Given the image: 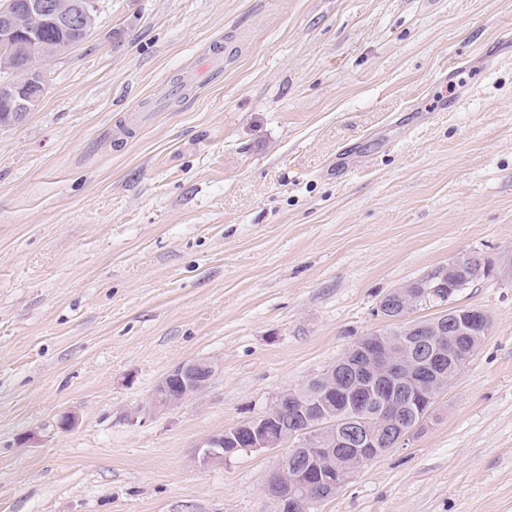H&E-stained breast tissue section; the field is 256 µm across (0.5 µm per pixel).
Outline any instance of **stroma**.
I'll list each match as a JSON object with an SVG mask.
<instances>
[{
	"label": "stroma",
	"mask_w": 512,
	"mask_h": 512,
	"mask_svg": "<svg viewBox=\"0 0 512 512\" xmlns=\"http://www.w3.org/2000/svg\"><path fill=\"white\" fill-rule=\"evenodd\" d=\"M94 6L0 127V512H269L277 454L200 443L380 329L389 290L512 260V0ZM456 302L490 326L436 418L314 512H512V276ZM200 358L208 387L152 410ZM218 365L208 359H194L179 364L155 386L151 405L167 411L181 406L187 399L203 391L215 377Z\"/></svg>",
	"instance_id": "35a3bbf8"
}]
</instances>
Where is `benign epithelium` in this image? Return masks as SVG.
Masks as SVG:
<instances>
[{
	"label": "benign epithelium",
	"instance_id": "benign-epithelium-1",
	"mask_svg": "<svg viewBox=\"0 0 512 512\" xmlns=\"http://www.w3.org/2000/svg\"><path fill=\"white\" fill-rule=\"evenodd\" d=\"M50 20L65 34L60 41L41 40L36 26ZM95 23L91 0H6L0 6V127L21 124L38 106L46 89L44 61L68 51L70 33L87 38ZM480 255L463 254L448 260L430 275L402 284L382 297L379 308L386 322L399 330L373 331L354 339L344 356L314 381L310 389L278 394L264 414L238 423L205 439L200 462L222 464L246 452L280 454L271 476L277 489L269 497L275 512H310L317 495L330 497L363 466L406 441L429 419L437 396L453 378L448 374V339H464L457 348L463 366L483 341L474 332L489 326L480 309L437 306L442 290L455 297L471 283L512 273L511 264L479 265ZM431 308L419 318L414 313ZM218 365L208 359L179 364L155 386L151 405L167 411L203 391ZM296 411L299 424L286 428L278 416ZM302 461L290 468L287 457Z\"/></svg>",
	"mask_w": 512,
	"mask_h": 512
}]
</instances>
